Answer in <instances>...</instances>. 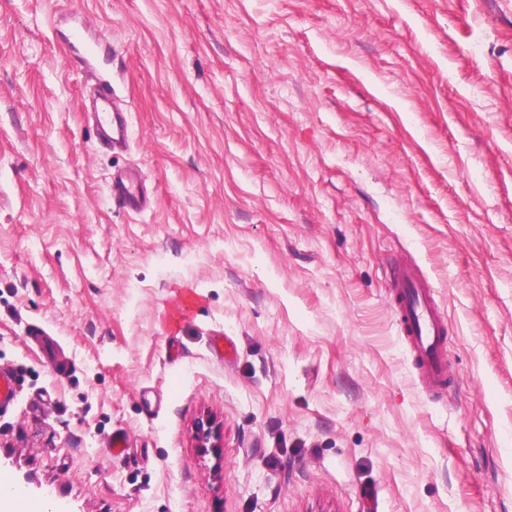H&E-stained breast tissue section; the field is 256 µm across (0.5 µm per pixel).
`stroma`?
Masks as SVG:
<instances>
[{"label":"stroma","mask_w":512,"mask_h":512,"mask_svg":"<svg viewBox=\"0 0 512 512\" xmlns=\"http://www.w3.org/2000/svg\"><path fill=\"white\" fill-rule=\"evenodd\" d=\"M402 260L447 323L439 391ZM0 368V477L55 512H512V0H0ZM98 46L88 44L81 53H72L71 63L84 72L96 85V96L92 102V113L96 126L100 129L101 140L107 146L114 147L123 143L128 133L126 112H117L112 108L114 88L112 78L95 68ZM112 201L120 208L141 212L147 202L140 189V174L132 169L124 176L112 177ZM391 288L400 333L409 342L418 375L430 387L440 386L447 375L442 354L446 331L433 286L416 264L400 262L393 269ZM16 381L10 371L0 369V413L5 414L14 406Z\"/></svg>","instance_id":"1"}]
</instances>
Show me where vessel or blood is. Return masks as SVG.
I'll return each instance as SVG.
<instances>
[{"label":"vessel or blood","instance_id":"obj_1","mask_svg":"<svg viewBox=\"0 0 512 512\" xmlns=\"http://www.w3.org/2000/svg\"><path fill=\"white\" fill-rule=\"evenodd\" d=\"M98 47L86 45L83 52L72 54L71 63L84 72L96 85L92 102L94 120L105 145L123 143L128 133V116L112 107L114 88L111 77L95 67ZM112 201L131 212L142 211L146 199L140 189V174L130 171L113 178ZM391 287L396 297L400 333L408 340L418 374L429 386L443 383L447 366L442 350L445 324L433 296V286L420 268L411 262H401L393 269ZM16 398V381L10 371L0 369V413L11 410Z\"/></svg>","mask_w":512,"mask_h":512}]
</instances>
